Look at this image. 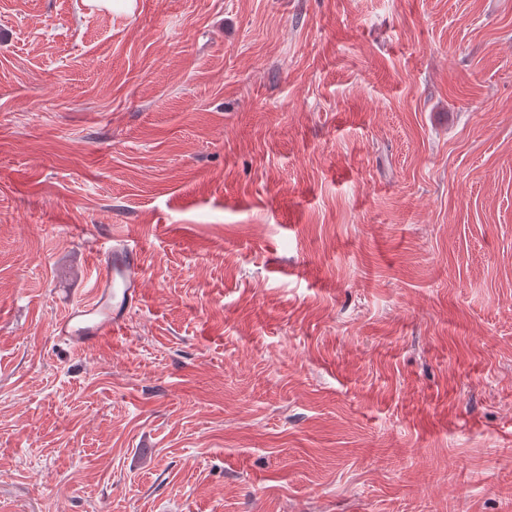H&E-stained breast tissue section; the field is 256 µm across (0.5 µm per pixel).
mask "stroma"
<instances>
[{"label":"stroma","mask_w":512,"mask_h":512,"mask_svg":"<svg viewBox=\"0 0 512 512\" xmlns=\"http://www.w3.org/2000/svg\"><path fill=\"white\" fill-rule=\"evenodd\" d=\"M0 512H512V0H0ZM104 251L91 297L67 309L52 325L54 338L75 349H89L112 336L139 301L142 249L132 239H114Z\"/></svg>","instance_id":"1"}]
</instances>
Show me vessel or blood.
I'll list each match as a JSON object with an SVG mask.
<instances>
[{
	"instance_id": "obj_1",
	"label": "vessel or blood",
	"mask_w": 512,
	"mask_h": 512,
	"mask_svg": "<svg viewBox=\"0 0 512 512\" xmlns=\"http://www.w3.org/2000/svg\"><path fill=\"white\" fill-rule=\"evenodd\" d=\"M91 296L67 309L53 323L56 340L76 349H88L111 336L125 321L129 307L139 300L143 269L142 249L122 238L103 253Z\"/></svg>"
}]
</instances>
